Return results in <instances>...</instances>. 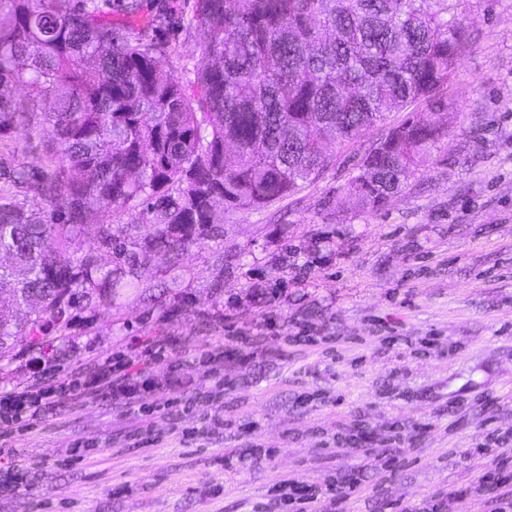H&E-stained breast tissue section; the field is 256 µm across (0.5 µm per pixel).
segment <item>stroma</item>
<instances>
[{
    "instance_id": "stroma-1",
    "label": "stroma",
    "mask_w": 512,
    "mask_h": 512,
    "mask_svg": "<svg viewBox=\"0 0 512 512\" xmlns=\"http://www.w3.org/2000/svg\"><path fill=\"white\" fill-rule=\"evenodd\" d=\"M459 15L447 134L381 209L350 192L374 129L0 358V391L19 390L52 357L78 374L165 342L136 362L138 414L59 391L0 431V512H495L480 480L486 449L512 451V0ZM165 38L164 69L189 82L194 33ZM49 137L0 122V167H42ZM290 485L320 493L287 506Z\"/></svg>"
}]
</instances>
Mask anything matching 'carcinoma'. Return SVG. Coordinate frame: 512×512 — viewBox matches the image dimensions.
<instances>
[{
    "instance_id": "carcinoma-1",
    "label": "carcinoma",
    "mask_w": 512,
    "mask_h": 512,
    "mask_svg": "<svg viewBox=\"0 0 512 512\" xmlns=\"http://www.w3.org/2000/svg\"><path fill=\"white\" fill-rule=\"evenodd\" d=\"M123 20L101 0H0V101L28 130L47 126L51 172L39 181L16 168L0 187V309L33 306L27 330L0 322V358L12 336L55 327L65 299L112 301V288L158 252L180 260L214 236L224 211L262 209L300 192L333 163L336 148L426 103L448 112L444 90L469 41L460 0H195L188 29L200 65L184 85L161 65L169 46L157 34L175 24L167 5L143 14L120 0ZM50 101V107L43 103ZM374 170L350 188L372 208L402 191L428 163L435 131L413 118L385 134ZM142 200L147 232L137 239L117 214ZM222 203L225 210L216 208ZM97 228V247L78 246ZM108 248L113 268L98 261ZM9 288L8 296L1 289Z\"/></svg>"
}]
</instances>
